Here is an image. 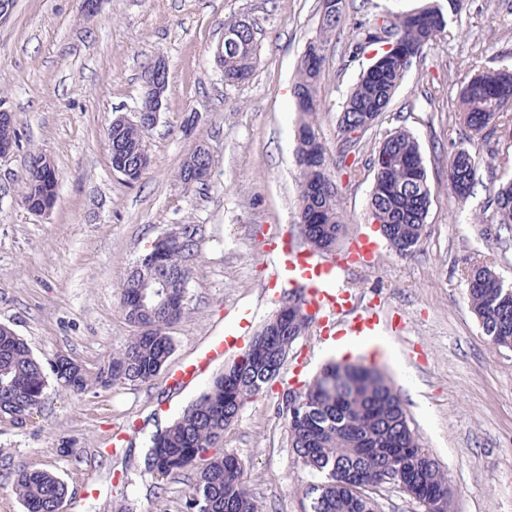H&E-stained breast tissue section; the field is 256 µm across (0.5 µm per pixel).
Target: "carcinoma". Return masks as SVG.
Returning a JSON list of instances; mask_svg holds the SVG:
<instances>
[{"mask_svg": "<svg viewBox=\"0 0 512 512\" xmlns=\"http://www.w3.org/2000/svg\"><path fill=\"white\" fill-rule=\"evenodd\" d=\"M466 0H423L409 11L386 18L388 39L398 44L405 57L386 53L376 26L361 29L351 42L352 52L377 51L381 64L375 72H363L346 95L337 127L354 130L367 119L380 117L403 85L408 73L426 59L427 51L461 24ZM346 0H334L319 24L297 67L293 87L296 112V163L300 175L299 224L305 242L313 249L332 253L346 236L340 207V178L356 175V165H346L361 139L341 140L339 159L331 160L320 133L317 115L323 111L321 84L325 47L340 31ZM224 70V82L235 85L248 79L257 60L254 27L244 21L224 28V50L216 55ZM459 124L473 138L494 136L508 130L507 147L484 158L474 141L448 152V189L459 200L474 194L481 166L501 172L489 197L495 236L512 231V68L488 67L463 82L457 95ZM139 120L114 121L106 136L111 163L123 168L127 182L139 179L144 166L143 133ZM18 143L17 124L0 120V148ZM209 154L197 147L182 162L176 178L184 187L197 184L199 170ZM373 184L368 201V220L383 228L384 238L399 257L414 252L431 205L432 190L421 145L410 131L396 127L387 132L369 160ZM57 173L27 171L22 202L33 213L54 202ZM196 230L183 226L159 263L140 255L124 280L120 309L135 328L125 346L92 370L73 358L51 361L56 383L83 394L116 382L146 383L166 367L174 343L167 329L186 313V287L193 272ZM467 298L488 344L512 349V286L488 265L467 270ZM314 317L302 312L269 334L264 324L248 348L217 373L208 387L170 425L151 436L143 465L164 481L186 478L187 490L180 512H261L247 485L246 464L224 452V435L237 421L246 402L262 395L281 376L293 344L309 331ZM48 386L40 359L8 324L0 323V418L17 426L37 412ZM305 404L296 413L285 410L288 394ZM279 414L285 417L292 452L312 476L307 496L309 512H377L371 490L389 472L400 473L414 501L434 500L441 512H452L453 489L448 477L411 429L401 399L385 374L362 363L331 362L311 381L296 389L282 388ZM11 492L25 512H60L69 491L59 476L44 470L20 467L8 480Z\"/></svg>", "mask_w": 512, "mask_h": 512, "instance_id": "cac0c4a2", "label": "carcinoma"}]
</instances>
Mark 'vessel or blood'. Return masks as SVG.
Returning a JSON list of instances; mask_svg holds the SVG:
<instances>
[{"mask_svg":"<svg viewBox=\"0 0 512 512\" xmlns=\"http://www.w3.org/2000/svg\"><path fill=\"white\" fill-rule=\"evenodd\" d=\"M377 249V242L368 235H358L349 247L350 260L344 263L299 246L288 233L277 234L270 242L274 264L267 288L272 291L285 284L303 289L309 309L322 315L326 338L363 340L375 336L383 325L381 316L375 309L358 307L343 278L348 263H372ZM249 322V311H242L237 329L213 340L193 360L177 366L171 373L173 380L180 385L192 383L215 362L241 349L245 344L241 331Z\"/></svg>","mask_w":512,"mask_h":512,"instance_id":"obj_1","label":"vessel or blood"}]
</instances>
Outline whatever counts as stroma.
<instances>
[{
  "mask_svg": "<svg viewBox=\"0 0 512 512\" xmlns=\"http://www.w3.org/2000/svg\"><path fill=\"white\" fill-rule=\"evenodd\" d=\"M419 0H347L344 32ZM320 0H102L85 16L80 0H16L0 22V105L17 117L20 142L0 157V323L10 325L40 360L63 353L94 367L122 348L134 329L119 309L134 262L167 232L196 227L198 257L187 284L188 310L172 325L168 369L147 383L118 382L75 395L49 383L45 404L26 425L0 418V471L20 466L57 474L72 499L66 512H179L184 484L142 466L151 435L178 418L222 370L187 386L171 367L204 342L235 328L251 311L260 330L278 310L264 285L273 234L299 233L295 162L298 62L318 31ZM246 19L258 45L256 66L228 85L215 60L227 22ZM317 122L337 149L336 119L347 91L370 63L330 42ZM165 59L169 82L160 120L144 133L150 163L127 183L112 170L106 129L133 117L142 73ZM512 65V0H468L462 29L413 68L357 162L379 139L404 126L419 140L433 198L412 256L381 245L371 266L345 275L363 302L401 321L375 361L403 402L411 427L447 473L453 512H512V350L492 349L466 302V271L484 263L512 284V240L487 236L483 205L490 180L480 172L460 203L447 180L448 149L460 140L454 115L461 81L485 66ZM211 158L202 185L176 173L197 146ZM47 154L58 174L51 211L21 202L30 153ZM369 171L341 185L350 234L370 231ZM319 326L300 337L284 378L312 379L329 361ZM280 384L247 402L224 448L247 465V481L265 512H307L311 476L288 445L275 407Z\"/></svg>",
  "mask_w": 512,
  "mask_h": 512,
  "instance_id": "35a3bbf8",
  "label": "stroma"
}]
</instances>
